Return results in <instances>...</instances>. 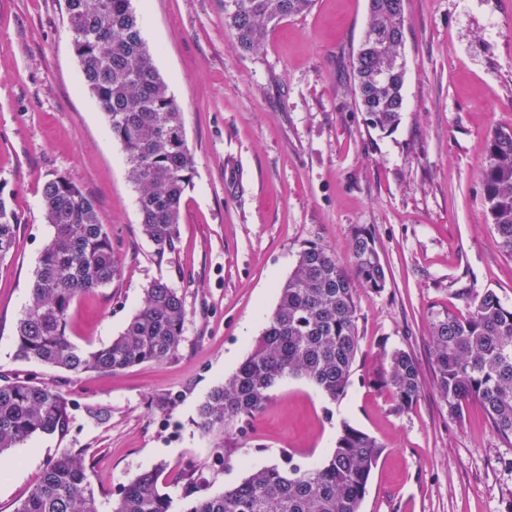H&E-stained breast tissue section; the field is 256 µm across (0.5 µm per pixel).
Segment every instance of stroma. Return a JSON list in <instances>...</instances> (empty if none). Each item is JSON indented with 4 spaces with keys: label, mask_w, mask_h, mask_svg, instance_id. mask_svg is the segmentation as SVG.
I'll return each mask as SVG.
<instances>
[{
    "label": "stroma",
    "mask_w": 512,
    "mask_h": 512,
    "mask_svg": "<svg viewBox=\"0 0 512 512\" xmlns=\"http://www.w3.org/2000/svg\"><path fill=\"white\" fill-rule=\"evenodd\" d=\"M132 5L194 158L179 243L162 257L140 231L123 147L82 83L65 0H0V192L19 217L0 262V375L52 383L73 403L65 434L0 457V512H15L65 448L86 449L99 512H110L121 487L157 465L173 498L190 467L218 493L284 448L324 460L346 424L385 447L362 512H512V439L477 401L449 413L429 328L432 312L464 313L470 295L512 308V259L479 179L492 131L512 129V0H405V105L388 133L367 125L354 91L367 0H315L254 54L234 49L224 0ZM57 175L95 202L117 268L73 303L69 336L85 349L109 344L161 280L186 311L173 359L96 376L17 359L15 326L52 234L41 189ZM359 226L388 278L382 291L356 290L361 350L345 395L332 402L288 379L243 431L203 434L200 404L262 334L298 252L317 244L347 258ZM395 348L422 381L401 412L380 382L382 354ZM222 446L227 468L213 462Z\"/></svg>",
    "instance_id": "obj_1"
}]
</instances>
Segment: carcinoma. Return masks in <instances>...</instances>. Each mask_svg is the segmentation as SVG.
I'll return each instance as SVG.
<instances>
[{
    "instance_id": "cac0c4a2",
    "label": "carcinoma",
    "mask_w": 512,
    "mask_h": 512,
    "mask_svg": "<svg viewBox=\"0 0 512 512\" xmlns=\"http://www.w3.org/2000/svg\"><path fill=\"white\" fill-rule=\"evenodd\" d=\"M367 2L368 24L352 61L355 93L369 126L388 132L404 106L405 0ZM224 3V27L234 36V48L256 53L277 24L306 12L313 0ZM66 10L85 88L121 143L139 191L142 234L158 255L172 253L193 169L182 113L153 63L131 0H66ZM481 184L491 226L512 258V130L490 137ZM41 195L45 222L54 233L17 324V358L86 376L172 358L183 341L186 313L177 289L160 280L144 289L141 306L111 344L84 349L71 341L74 301L107 286L116 274L112 237L94 201L68 178L47 180ZM17 230L18 215L0 195V261L13 251ZM387 276L366 229L355 234L346 262L323 246H305L279 288L262 335L200 405L199 429L226 435L252 420L287 377L304 379L338 401L360 350L356 289L379 292ZM430 335L434 381L450 413L460 417L467 403L477 400L493 429L511 439L512 309L492 292L476 295L464 315L434 312ZM383 356L384 386L397 409L406 410L421 395L419 365L404 349ZM72 407L53 384L0 378V455L36 435L66 432ZM383 451L375 437L345 423L321 464L284 452L282 462L253 469L217 494L189 481L181 511L162 492L158 471H148L120 489L110 512H360ZM15 512H99L85 451L67 448L50 460Z\"/></svg>"
}]
</instances>
